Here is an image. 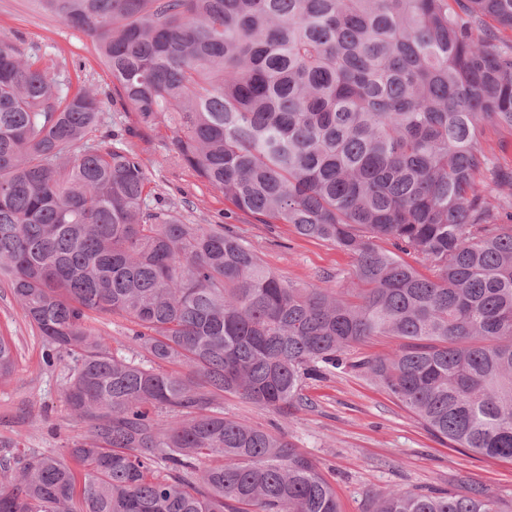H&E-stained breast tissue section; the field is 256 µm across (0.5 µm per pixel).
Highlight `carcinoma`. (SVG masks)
Returning a JSON list of instances; mask_svg holds the SVG:
<instances>
[{"label":"carcinoma","mask_w":512,"mask_h":512,"mask_svg":"<svg viewBox=\"0 0 512 512\" xmlns=\"http://www.w3.org/2000/svg\"><path fill=\"white\" fill-rule=\"evenodd\" d=\"M96 40L145 129L240 212L355 257L347 288L284 283L222 224L145 205V165L96 135L104 102L0 41V274L67 357L61 454L0 461V512H338L281 434L307 381L362 363L429 431L512 460V0H40ZM390 243L392 249L380 247ZM413 254L430 274L400 259ZM120 314L145 359L88 321ZM0 336V381L14 366ZM169 419H160L161 414ZM374 512H500L481 489L389 490ZM482 138L493 149L498 164L504 169L512 168V129L487 124L483 127ZM396 343L394 340L385 337H377L353 348L348 357L351 361H366L372 357L387 354L395 347Z\"/></svg>","instance_id":"carcinoma-1"}]
</instances>
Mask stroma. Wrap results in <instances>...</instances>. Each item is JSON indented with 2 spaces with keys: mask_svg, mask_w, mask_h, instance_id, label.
<instances>
[{
  "mask_svg": "<svg viewBox=\"0 0 512 512\" xmlns=\"http://www.w3.org/2000/svg\"><path fill=\"white\" fill-rule=\"evenodd\" d=\"M0 39L60 79L80 80L98 92L104 102L101 131L129 139L146 165V203L151 210L177 212L188 224L228 225L284 282L303 288L348 285L355 268L353 255L303 237L289 224L256 223L172 158L168 127L139 128L84 32L43 12L37 0H0ZM91 325L112 350L140 356L133 340L135 327L123 316L98 317ZM1 335L14 343L16 365L12 376L0 381V459L29 450L60 452L87 431L64 404L69 366L64 361L47 363L42 338L3 282ZM394 346V340L377 337L353 348L349 357L354 367L308 383L310 406L290 416L229 395L224 398V414L287 436L329 480L339 512H373L376 494L391 489L453 494L471 486L494 496L501 512H512V462L474 454L432 435L358 368V361L385 355Z\"/></svg>",
  "mask_w": 512,
  "mask_h": 512,
  "instance_id": "obj_1",
  "label": "stroma"
}]
</instances>
